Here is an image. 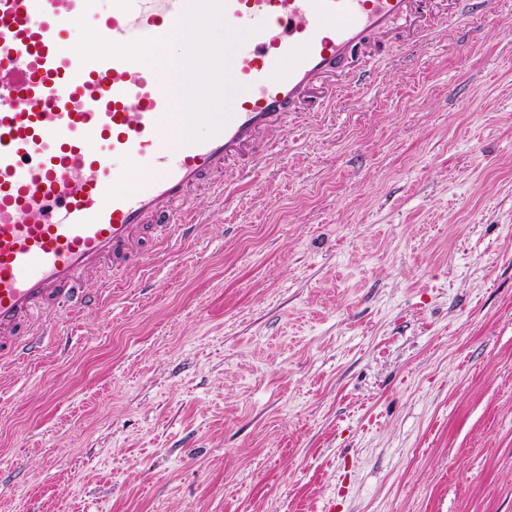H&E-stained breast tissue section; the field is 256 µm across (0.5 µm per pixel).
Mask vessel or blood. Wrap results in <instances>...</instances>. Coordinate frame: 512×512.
<instances>
[{
	"label": "vessel or blood",
	"instance_id": "1",
	"mask_svg": "<svg viewBox=\"0 0 512 512\" xmlns=\"http://www.w3.org/2000/svg\"><path fill=\"white\" fill-rule=\"evenodd\" d=\"M411 0H0V337L41 336L50 297L93 306L89 272L134 256L148 222L238 150L296 111L306 90L341 69L374 33L403 19ZM237 35L231 56L175 68L163 90L135 51L168 43L186 12ZM90 24L101 53L70 52V24ZM234 85L210 111L181 112L200 93L196 71ZM223 122H216V113ZM206 126V137L194 136ZM185 133L182 145L175 134ZM149 159L145 176L118 180Z\"/></svg>",
	"mask_w": 512,
	"mask_h": 512
}]
</instances>
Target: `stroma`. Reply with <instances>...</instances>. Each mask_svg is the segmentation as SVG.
Returning <instances> with one entry per match:
<instances>
[{
  "instance_id": "1",
  "label": "stroma",
  "mask_w": 512,
  "mask_h": 512,
  "mask_svg": "<svg viewBox=\"0 0 512 512\" xmlns=\"http://www.w3.org/2000/svg\"><path fill=\"white\" fill-rule=\"evenodd\" d=\"M455 8L0 342V512H512V0Z\"/></svg>"
}]
</instances>
